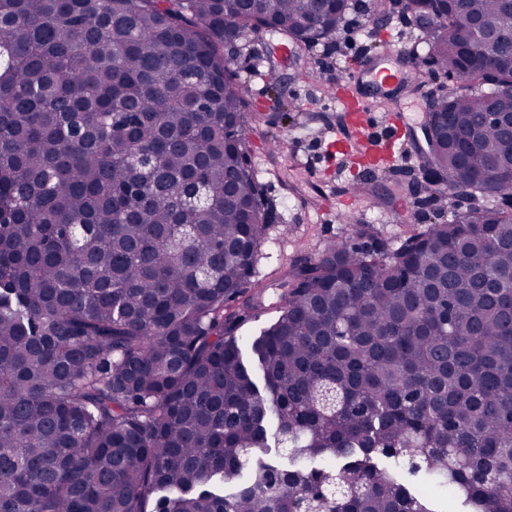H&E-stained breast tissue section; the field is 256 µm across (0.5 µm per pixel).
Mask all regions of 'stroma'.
Returning <instances> with one entry per match:
<instances>
[{
	"mask_svg": "<svg viewBox=\"0 0 512 512\" xmlns=\"http://www.w3.org/2000/svg\"><path fill=\"white\" fill-rule=\"evenodd\" d=\"M239 45L235 70L251 111L259 115L250 135V165L267 198L277 205L253 274L268 291L277 288L280 266L301 255L317 258L329 241L351 237L354 225H372L376 239L392 246L412 231L447 223L450 211L467 208L468 199L453 196L422 205L408 195L376 207L369 198L352 195L353 185L360 181L388 186L416 172L417 149L425 144L423 92L448 83L444 71L427 66L429 54L419 32L401 13L383 19L373 0H359L335 37L297 55L285 51L278 36L266 32L246 31ZM393 47L422 89L380 100L378 112L371 115L369 134L387 137L390 114L400 112L410 125V142L394 152L388 166L369 170L355 154L337 152L333 146L345 126L340 119L344 107L332 79L359 75L361 66L374 65ZM272 69L283 76V91H276L268 80ZM274 139L281 143L276 152L269 149ZM352 197L357 205L345 212L343 205Z\"/></svg>",
	"mask_w": 512,
	"mask_h": 512,
	"instance_id": "1",
	"label": "stroma"
}]
</instances>
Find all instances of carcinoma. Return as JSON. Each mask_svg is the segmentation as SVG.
Wrapping results in <instances>:
<instances>
[{
    "instance_id": "cac0c4a2",
    "label": "carcinoma",
    "mask_w": 512,
    "mask_h": 512,
    "mask_svg": "<svg viewBox=\"0 0 512 512\" xmlns=\"http://www.w3.org/2000/svg\"><path fill=\"white\" fill-rule=\"evenodd\" d=\"M310 0H0V512H512V209L346 239L247 288L276 207L224 59L329 40ZM512 34L504 0H405ZM419 171L512 202V43L478 66L420 26ZM277 313L243 354L239 329Z\"/></svg>"
}]
</instances>
